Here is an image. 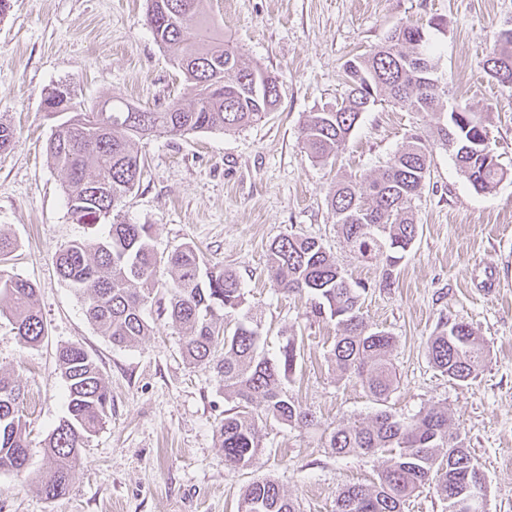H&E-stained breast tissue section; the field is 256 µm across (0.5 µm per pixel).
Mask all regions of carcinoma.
<instances>
[{
	"label": "carcinoma",
	"mask_w": 512,
	"mask_h": 512,
	"mask_svg": "<svg viewBox=\"0 0 512 512\" xmlns=\"http://www.w3.org/2000/svg\"><path fill=\"white\" fill-rule=\"evenodd\" d=\"M146 25L184 75L182 98L144 112H131L130 104L113 98L88 111L71 93L61 95L58 86L43 93L45 111L69 114L56 126L47 147L65 176L68 213L78 224L109 225L105 238L75 240L56 252L54 267L81 297L89 321L116 346L134 344L149 332L143 311L159 290L156 269L162 263L171 268L173 278L164 290L168 316L182 336L183 357L213 368L224 394L236 401L219 422L217 436L225 462L248 468L264 451L262 417L301 428L317 425L315 416L297 406L283 386L297 366L300 345L292 336L270 358L259 351L261 336L254 317L245 315L233 329H226L224 317L245 301L239 277L208 263L189 243L158 255L151 244L152 226L127 222L120 209L144 167L136 140L241 129L275 111L278 84L270 72L247 63L242 49L217 30L206 0H150ZM422 33L417 24L397 25L381 45L345 63V97L311 113L303 127L302 149L309 158L325 162L336 155L362 113L379 102L409 112H443L433 51ZM486 63L491 78L512 80V26L500 31ZM432 137L453 152L459 170L476 190L490 192L507 178L508 172L491 161L487 117L468 106L458 104L444 112V122ZM429 175L427 139L415 133L376 175L361 181L340 178L328 191L337 232L349 251L362 260L385 257V287L393 283L397 263L418 235L412 201ZM267 270L277 290L308 294L313 316L336 320V369L360 380L382 405L366 422L324 429L326 447L336 455L389 456L377 482L341 489L335 512H403L410 497L431 482L443 500L461 493L467 469L476 466L464 439L450 430L447 411L436 406L412 416L385 406L395 389L390 359L394 337L368 327L359 290L323 242L283 236L270 246ZM35 297L32 283L0 269V312L9 315L15 336L29 346L47 336ZM427 353L434 368L461 383L475 379L487 357L483 340L469 324L456 320L439 324L428 338ZM57 361L67 384L68 416L46 444L47 467L40 484L48 498L66 494L81 448L112 411V396L82 346L61 347ZM22 404L20 386L0 374V471L17 475L28 463ZM238 512L299 508L275 481L263 479L242 489Z\"/></svg>",
	"instance_id": "obj_1"
}]
</instances>
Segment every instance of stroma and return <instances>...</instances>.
<instances>
[{
  "instance_id": "35a3bbf8",
  "label": "stroma",
  "mask_w": 512,
  "mask_h": 512,
  "mask_svg": "<svg viewBox=\"0 0 512 512\" xmlns=\"http://www.w3.org/2000/svg\"><path fill=\"white\" fill-rule=\"evenodd\" d=\"M149 0H12L0 19V119L14 128L0 151V229L16 242L6 269L31 281L48 329L41 344L19 342L0 314V373L24 391L29 467L0 471V512H237L248 483L275 480L300 512H334L343 485L371 483L387 458L338 456L322 429L372 417L376 401L332 358L336 323L316 318L306 295L275 290L267 272L271 244L289 234L321 240L351 282L362 284L370 327L395 339L396 389L389 406L404 415L447 409L487 477L488 512H512V86L484 70L499 31L512 24V0H208L225 38L246 61L277 78L274 112L245 128L145 137L139 184L121 215L152 227L156 251L191 243L235 271L246 310L261 320L268 355L298 337L301 357L285 387L314 414L315 428L262 423L256 463L226 465L216 426L235 403L214 371L189 364L178 329L147 308L149 335L112 345L55 272V252L106 234V225L73 223L47 142L61 118L41 107L45 89L66 86L88 109L112 96L145 109L181 98L182 77L145 23ZM423 25L436 54L443 101L489 116L491 144L509 175L476 191L451 151L433 146L430 175L413 203L419 235L379 285L382 259L360 260L338 234L326 202L342 176L375 175L412 133L430 134L438 115L382 103L362 114L332 163L302 149L309 113L345 92L343 65L381 44L396 24ZM467 322L489 349L477 379L458 384L429 362L426 341L445 320ZM81 344L112 395V412L81 450L66 495L48 499L38 473L45 442L67 415L57 350Z\"/></svg>"
}]
</instances>
